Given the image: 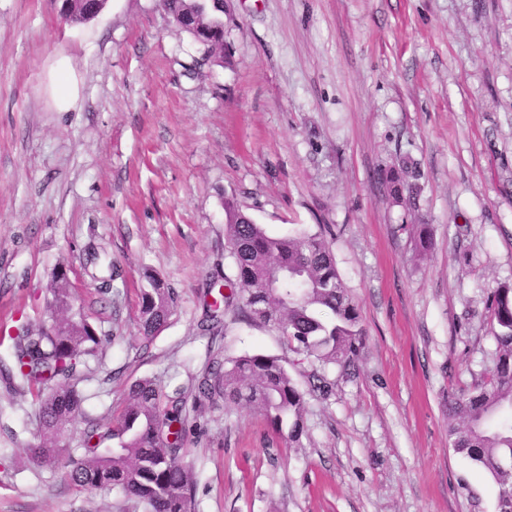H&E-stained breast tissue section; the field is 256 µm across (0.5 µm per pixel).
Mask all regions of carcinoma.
I'll return each mask as SVG.
<instances>
[{"instance_id":"1","label":"carcinoma","mask_w":512,"mask_h":512,"mask_svg":"<svg viewBox=\"0 0 512 512\" xmlns=\"http://www.w3.org/2000/svg\"><path fill=\"white\" fill-rule=\"evenodd\" d=\"M105 0H63L61 14L72 24L98 16ZM174 22L201 47L202 58L232 65L224 53V0H164ZM225 238L233 276L224 277L225 291L206 304L207 328L224 324V316L244 314L273 325L296 351L343 372L355 370L362 329L356 305L344 288L329 244L318 233L293 236L267 233L254 223L233 197L224 199ZM87 264L95 272L98 291H111L112 265L92 251ZM142 291L141 330L155 336L174 311L175 293L164 282L146 276ZM47 320L14 327L11 361L0 359L7 390L29 394L36 404L38 442L28 448L36 468L55 464L69 427L80 411L78 385L86 380L89 361L98 356L101 337L83 315L73 311L65 274L49 288ZM263 305L256 313L253 306ZM496 359L489 383L476 393L448 396V436L452 447L486 470L498 486L497 512H512V283L491 294ZM198 396L244 403L282 433L293 420L294 438L304 410V393L283 360L274 355L246 354L230 367L212 365L195 379ZM185 400L165 394L152 380L134 384L110 436L117 446L106 451L98 424L83 431L85 453L72 458L67 478L76 490L95 494L118 491L143 512H189L195 483L184 461Z\"/></svg>"}]
</instances>
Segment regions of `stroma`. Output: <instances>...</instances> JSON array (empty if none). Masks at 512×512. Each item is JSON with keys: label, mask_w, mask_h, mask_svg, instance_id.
<instances>
[{"label": "stroma", "mask_w": 512, "mask_h": 512, "mask_svg": "<svg viewBox=\"0 0 512 512\" xmlns=\"http://www.w3.org/2000/svg\"><path fill=\"white\" fill-rule=\"evenodd\" d=\"M59 9L0 0V355L66 272L104 340L70 453L151 379L186 397L192 512H497L496 485L449 442L448 397L486 384L489 297L512 282V0H224L230 67L200 65L159 0H107L81 25ZM60 55L79 84L67 112ZM393 175L409 192L391 195ZM228 196L270 234L329 242L364 332L353 374L270 326L203 330L210 279L233 272ZM92 244L106 295L84 269ZM147 273L176 295L150 340ZM253 352L305 391L297 440L192 389L210 358ZM319 369L325 400L308 391ZM36 433L31 396L0 384V512H133L64 465L33 468ZM87 264L91 265L93 269H95V272L91 273V277L98 283V291L103 295L110 293L113 277L112 265H105L102 261L100 252L95 251L94 249L88 254Z\"/></svg>", "instance_id": "stroma-1"}]
</instances>
